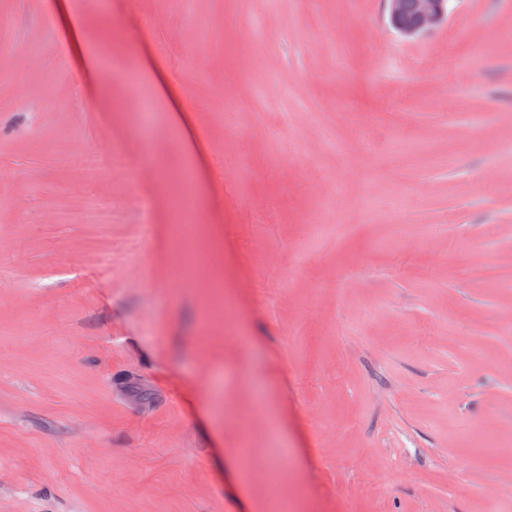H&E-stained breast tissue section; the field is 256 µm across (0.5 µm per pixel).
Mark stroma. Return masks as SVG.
Masks as SVG:
<instances>
[{
	"mask_svg": "<svg viewBox=\"0 0 512 512\" xmlns=\"http://www.w3.org/2000/svg\"><path fill=\"white\" fill-rule=\"evenodd\" d=\"M58 2L0 0V512H512V0L413 38L385 0H165L205 159L153 113L150 237L70 145L138 132L172 64L138 0H68L118 44L88 76Z\"/></svg>",
	"mask_w": 512,
	"mask_h": 512,
	"instance_id": "35a3bbf8",
	"label": "stroma"
}]
</instances>
